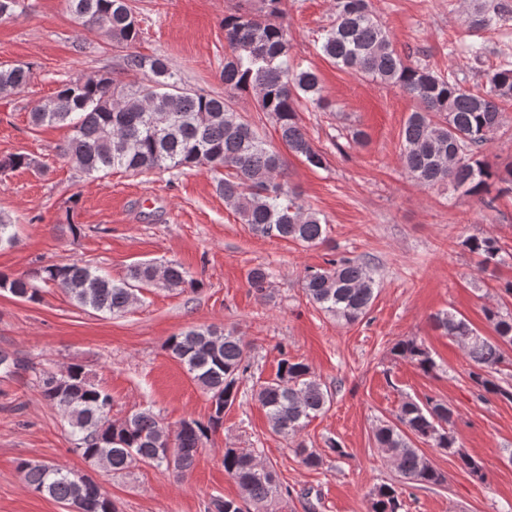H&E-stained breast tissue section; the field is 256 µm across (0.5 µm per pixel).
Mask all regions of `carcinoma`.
<instances>
[{
    "mask_svg": "<svg viewBox=\"0 0 512 512\" xmlns=\"http://www.w3.org/2000/svg\"><path fill=\"white\" fill-rule=\"evenodd\" d=\"M261 2L258 10L239 3L224 16L221 96L184 85L164 57L133 50L139 37L133 0H65L67 10L84 29L105 31L124 52L122 72H139L143 80L126 82L121 72L69 80L31 112L32 126L68 128L67 140L58 147L60 155L94 178L114 171L205 170L213 175L224 202L253 233L308 246L325 243L328 225L288 186L281 153L255 125L242 119L232 103L231 92L254 91L256 111L270 119L288 152L311 167L325 166V155L313 146L298 115L303 107H327L319 75L291 60L288 25L275 21L281 0ZM471 3L469 31L492 30L497 11L488 8L485 0ZM319 42L320 53L332 63L392 84L416 101V109L404 123L400 147L406 170L416 182L429 187L450 183L463 194L478 197L487 211L497 209L502 194L512 193V168L495 173L480 158L488 135L502 123V104L512 102L509 65L485 72V87L474 91L462 86L454 73L444 76L407 63L393 48L370 0H333V20ZM31 76V67L25 63L0 65V94L25 87ZM35 166L28 154L0 159V172ZM493 182L500 185L495 195L490 193ZM463 245L481 256L486 267L503 262L502 248L492 236L468 237ZM327 264L306 272V297L347 324L363 319L376 297V267L366 259L348 257L330 259ZM268 279L269 272L262 266L247 274L249 287L260 295ZM196 285L181 265L172 262L160 270L152 261L138 262L118 280L81 259L41 265L12 277L0 274V289L15 297L34 302L43 289L59 288L78 306L110 315L125 312L148 288L183 290ZM484 314L495 332L492 339L451 311L438 312L430 321L469 358L468 377L478 398L511 402L512 384L498 374L505 349L512 348V313L492 306ZM246 349L247 343L233 329L195 327L170 337L169 355L185 367L211 403L206 420L183 419L174 429L150 410L112 419V396L91 381L81 364L59 372L38 371L29 362L1 352L0 371H35L39 394L68 418L75 450L89 463L114 472L134 462L164 466L181 479L193 468L199 449L224 427V410L237 401L250 369ZM391 353L425 374L437 369L432 351L416 337L397 340ZM255 396L272 430L284 438L296 437L333 400L309 365L286 352L281 353L275 376L260 383ZM454 424V407L426 396L402 400L395 420L375 427V443L390 455L402 485L374 487L367 512H401L404 486L447 482L445 473L416 448L417 441L456 458L470 477L484 481L482 462L464 450ZM294 451L307 467L323 463L322 455L302 442ZM20 469L30 490L75 512H119L102 486L85 474L35 460L22 462ZM224 472L250 505H268L282 495L272 467L250 449H224ZM208 509L249 512L241 502L222 497L212 498Z\"/></svg>",
    "mask_w": 512,
    "mask_h": 512,
    "instance_id": "1",
    "label": "carcinoma"
}]
</instances>
